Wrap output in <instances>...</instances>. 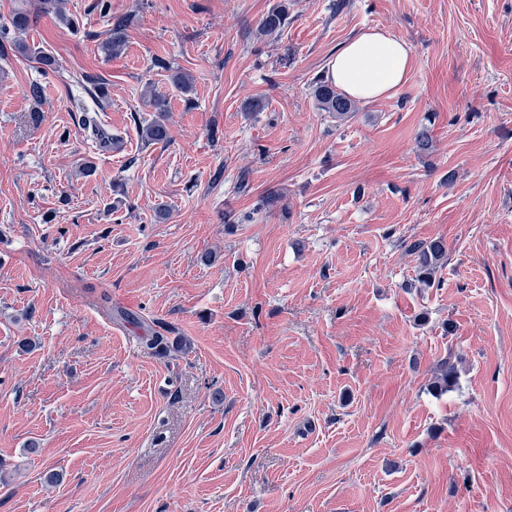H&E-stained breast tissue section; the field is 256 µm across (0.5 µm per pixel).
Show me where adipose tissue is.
Listing matches in <instances>:
<instances>
[{"label": "adipose tissue", "instance_id": "adipose-tissue-1", "mask_svg": "<svg viewBox=\"0 0 512 512\" xmlns=\"http://www.w3.org/2000/svg\"><path fill=\"white\" fill-rule=\"evenodd\" d=\"M410 64L405 42L387 30H363L342 44L328 62L326 77L353 98L390 97Z\"/></svg>", "mask_w": 512, "mask_h": 512}]
</instances>
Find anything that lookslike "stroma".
<instances>
[{
	"label": "stroma",
	"mask_w": 512,
	"mask_h": 512,
	"mask_svg": "<svg viewBox=\"0 0 512 512\" xmlns=\"http://www.w3.org/2000/svg\"><path fill=\"white\" fill-rule=\"evenodd\" d=\"M96 2L0 0V512H512V0H287L275 41L278 0ZM371 28L405 82L316 111ZM434 238L440 287H409ZM163 329L187 351L146 354ZM288 26V5H277L269 10L259 21L258 33L276 40ZM127 26V19L122 17L112 25L111 29H109V36L105 43V49L110 54V56L117 57L122 54L126 45ZM149 82L143 96L144 99L148 98V102L152 105L154 112H158V117L152 119L150 122L141 126L139 130L140 137L145 143H163L167 142L170 138L169 128L164 120L165 112H169V101L166 97L156 94ZM458 385V375L454 363L445 358L437 363L435 376L430 383V392L440 397L453 391Z\"/></svg>",
	"instance_id": "stroma-1"
}]
</instances>
